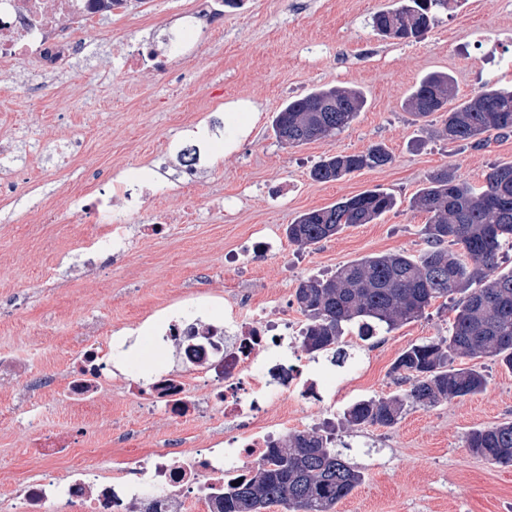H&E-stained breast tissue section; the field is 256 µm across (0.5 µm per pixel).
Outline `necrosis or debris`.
Returning <instances> with one entry per match:
<instances>
[{"label": "necrosis or debris", "mask_w": 512, "mask_h": 512, "mask_svg": "<svg viewBox=\"0 0 512 512\" xmlns=\"http://www.w3.org/2000/svg\"><path fill=\"white\" fill-rule=\"evenodd\" d=\"M122 0H0V65L21 58L64 60L89 49L104 15L123 9ZM124 184H113L96 195L74 196L67 211L74 218H91L101 226L95 252H124L129 213L112 206L113 196L125 194ZM196 304L177 309L161 326L163 341L172 343L182 363L209 375L205 398H196L188 380L154 371L148 390L175 422L199 416L201 411L223 413L236 427L227 436L229 451L214 448L103 449L115 457L116 466L83 465L80 442L82 424L63 434L36 439L34 457L43 459L38 478L13 480L16 512H187L190 504L204 502L206 512H222L224 485L244 477L264 463L270 440L286 434L281 419L259 408L269 395L310 400L318 388L313 378L294 377L272 383L263 369L255 367L258 353L276 348L295 327L288 321L269 326L260 316L244 317L231 307L223 321H203ZM112 365L96 345L87 346L65 384L68 399L92 401L108 387ZM141 396L138 383H130Z\"/></svg>", "instance_id": "4bbe7bcc"}]
</instances>
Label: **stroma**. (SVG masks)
<instances>
[{
	"label": "stroma",
	"instance_id": "stroma-1",
	"mask_svg": "<svg viewBox=\"0 0 512 512\" xmlns=\"http://www.w3.org/2000/svg\"><path fill=\"white\" fill-rule=\"evenodd\" d=\"M393 3L233 0L203 24L195 0H130L100 22L93 48L53 72L32 60L0 69V351L29 360L25 378L0 388V472L29 465L34 415L49 435L83 418L89 448L118 433L133 434L141 448L212 447L230 429L223 415L177 424L159 407L142 414L128 386L150 379L134 376L126 358L96 408L80 414L61 396L79 347L136 330L133 352L182 370L174 348L149 344V319L187 301L220 318L245 298L246 315L304 325L295 300L301 281L365 256L423 249L428 216L411 202L431 175L446 168L479 185L491 165L512 164V137L489 135L477 150L448 140L445 113L419 120L403 107L431 72L452 76L459 102L487 82L512 88V0H450L435 25L408 41L383 39L373 27ZM170 30L193 38L164 69L118 70L125 44L158 48ZM322 86L361 90L364 111L338 134L300 146L278 141L276 112ZM374 146L390 153L389 164L334 182L312 179L320 159ZM185 148L200 151L191 177ZM121 180L148 193L132 213L124 253L88 266L73 246L98 227L62 209L87 188ZM375 188L391 192L396 206L374 223L304 249L289 244L285 228L300 214ZM36 199L55 222L24 223ZM147 224L159 233H145ZM262 238L273 240L272 250L254 251ZM453 306L439 299L418 320L369 340L346 330L340 365L289 339V357L323 372L330 390L303 405L273 399L267 407L287 416L292 432L335 423L364 475L336 512H512V465L466 446L472 431L512 420V370L500 362L474 360L487 377L480 394L407 406L391 427L341 423L351 403L406 390L393 370L397 358L447 335Z\"/></svg>",
	"mask_w": 512,
	"mask_h": 512
}]
</instances>
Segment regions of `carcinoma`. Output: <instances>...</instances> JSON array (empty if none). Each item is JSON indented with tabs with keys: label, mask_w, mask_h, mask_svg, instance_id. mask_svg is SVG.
<instances>
[{
	"label": "carcinoma",
	"mask_w": 512,
	"mask_h": 512,
	"mask_svg": "<svg viewBox=\"0 0 512 512\" xmlns=\"http://www.w3.org/2000/svg\"><path fill=\"white\" fill-rule=\"evenodd\" d=\"M449 0H399L374 16V27L391 39L415 37L434 24ZM453 79L443 72L423 77L405 101L417 118L446 109ZM358 89L319 88L288 101L273 127L287 145L332 135L363 111ZM512 135V89L487 83L448 116V139L484 146L483 135ZM390 161L380 146L360 154H337L312 170L319 182L338 180ZM395 205L392 194L367 190L301 214L286 228L288 241L306 248L353 224H370ZM412 207L429 215L426 248L417 256L389 252L344 265L326 278H309L296 289L306 318L302 347L308 353L340 348L344 326L357 323L387 333L423 316L432 302L456 296L448 335L414 344L399 356L395 372L409 383L402 394L361 399L348 406L349 427L398 423L407 404L433 408L443 401L483 392L487 379L474 367H452L457 358H491L512 368V271L497 272V257L512 248V164H494L476 187L448 171L431 176ZM467 447L494 464H512V422L472 431ZM362 472L336 450V436L299 432L274 446L268 459L243 481L224 487L223 512H261L277 504L287 512H334L362 481Z\"/></svg>",
	"instance_id": "carcinoma-1"
}]
</instances>
